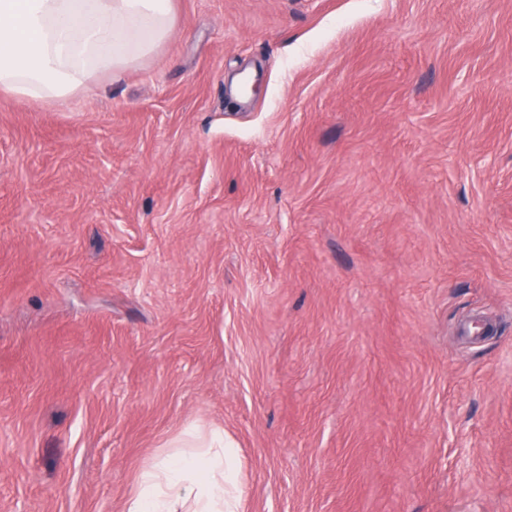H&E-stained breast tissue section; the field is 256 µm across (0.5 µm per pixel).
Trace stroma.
Returning a JSON list of instances; mask_svg holds the SVG:
<instances>
[{"instance_id":"1","label":"stroma","mask_w":512,"mask_h":512,"mask_svg":"<svg viewBox=\"0 0 512 512\" xmlns=\"http://www.w3.org/2000/svg\"><path fill=\"white\" fill-rule=\"evenodd\" d=\"M172 4L0 91V512H123L193 422L240 512H512V0Z\"/></svg>"}]
</instances>
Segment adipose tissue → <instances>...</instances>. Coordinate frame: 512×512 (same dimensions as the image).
<instances>
[{
  "mask_svg": "<svg viewBox=\"0 0 512 512\" xmlns=\"http://www.w3.org/2000/svg\"><path fill=\"white\" fill-rule=\"evenodd\" d=\"M175 26L172 0H0V90L66 102ZM240 468L223 427L186 426L140 468L125 512H237Z\"/></svg>",
  "mask_w": 512,
  "mask_h": 512,
  "instance_id": "ef3b65f1",
  "label": "adipose tissue"
}]
</instances>
